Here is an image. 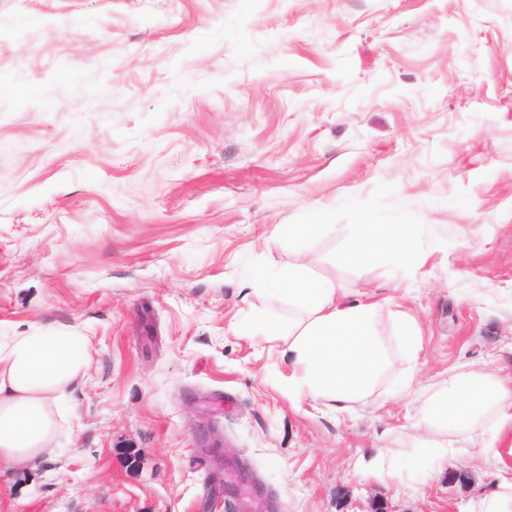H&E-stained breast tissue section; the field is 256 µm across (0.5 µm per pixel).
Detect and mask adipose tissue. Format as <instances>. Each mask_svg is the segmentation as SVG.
Masks as SVG:
<instances>
[{
	"mask_svg": "<svg viewBox=\"0 0 512 512\" xmlns=\"http://www.w3.org/2000/svg\"><path fill=\"white\" fill-rule=\"evenodd\" d=\"M424 227L400 219L370 217L352 225L344 262L385 261L395 266L414 262ZM244 283L288 300V320H274L262 308L251 309L236 324L239 335L258 332L287 336L282 359L292 373L288 396L324 402L330 412L351 411L354 403L385 386L387 395L408 390L422 352L415 319L406 312L385 313L379 302L342 303L336 284L314 276L304 260L285 266H257ZM389 317L392 337L382 336V317ZM397 340L404 369L391 374L390 340ZM90 361V339L73 328L33 325L0 336V472L39 460L56 443L57 425L51 409L66 388L82 376ZM419 433V452L410 458L391 457L378 447L361 455L362 472L388 465L389 476L421 485L448 465L463 436L490 434L492 442L512 435V386L496 370L452 372L438 380L422 401L412 422Z\"/></svg>",
	"mask_w": 512,
	"mask_h": 512,
	"instance_id": "1",
	"label": "adipose tissue"
}]
</instances>
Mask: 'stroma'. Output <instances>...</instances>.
Wrapping results in <instances>:
<instances>
[{
	"instance_id": "35a3bbf8",
	"label": "stroma",
	"mask_w": 512,
	"mask_h": 512,
	"mask_svg": "<svg viewBox=\"0 0 512 512\" xmlns=\"http://www.w3.org/2000/svg\"><path fill=\"white\" fill-rule=\"evenodd\" d=\"M396 213L433 227L413 264L342 262ZM299 257L415 318L411 393L293 406L285 340L232 326L287 317L241 279ZM32 324L91 360L0 512H229L219 459L267 512H466L512 449L414 490L353 463L411 454L441 375L512 373V0H0V336Z\"/></svg>"
}]
</instances>
